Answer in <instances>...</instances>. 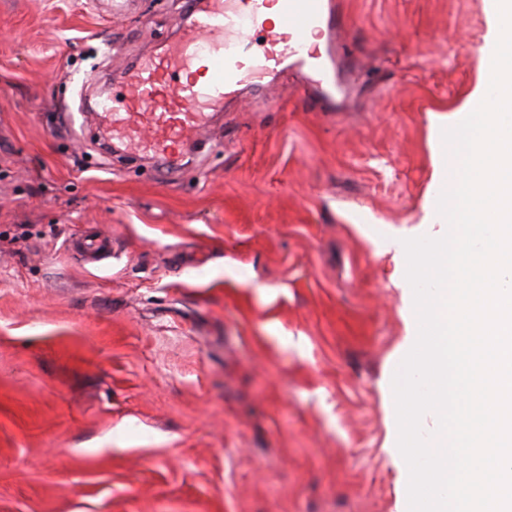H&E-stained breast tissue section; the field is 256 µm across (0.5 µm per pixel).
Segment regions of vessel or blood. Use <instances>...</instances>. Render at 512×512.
Segmentation results:
<instances>
[{
  "label": "vessel or blood",
  "instance_id": "b4317fda",
  "mask_svg": "<svg viewBox=\"0 0 512 512\" xmlns=\"http://www.w3.org/2000/svg\"><path fill=\"white\" fill-rule=\"evenodd\" d=\"M273 5L279 22L270 26L264 15ZM186 14L174 47L130 68L125 94L101 102L114 140L174 162L187 134L206 129L212 112L257 70L281 77L299 64L331 95L326 62L307 37L331 39L349 29L332 0H187Z\"/></svg>",
  "mask_w": 512,
  "mask_h": 512
}]
</instances>
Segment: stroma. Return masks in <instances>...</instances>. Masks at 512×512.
Here are the masks:
<instances>
[{
    "instance_id": "1",
    "label": "stroma",
    "mask_w": 512,
    "mask_h": 512,
    "mask_svg": "<svg viewBox=\"0 0 512 512\" xmlns=\"http://www.w3.org/2000/svg\"><path fill=\"white\" fill-rule=\"evenodd\" d=\"M491 5L348 0L372 79L312 112L250 77L227 148L165 176L85 84L174 42L182 0H0V512H408L402 241L437 230Z\"/></svg>"
}]
</instances>
